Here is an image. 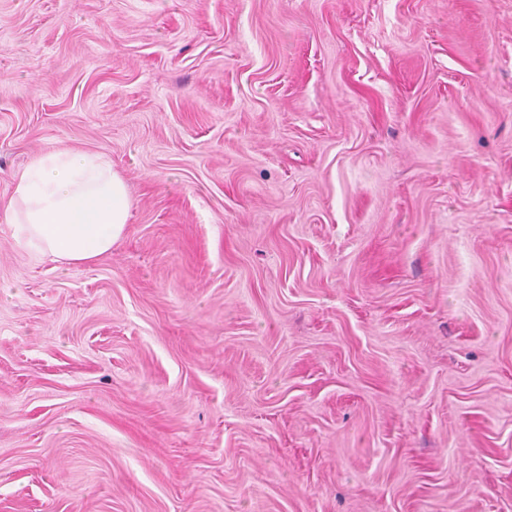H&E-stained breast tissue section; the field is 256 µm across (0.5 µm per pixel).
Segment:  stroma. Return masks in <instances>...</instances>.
Instances as JSON below:
<instances>
[{"label":"stroma","mask_w":512,"mask_h":512,"mask_svg":"<svg viewBox=\"0 0 512 512\" xmlns=\"http://www.w3.org/2000/svg\"><path fill=\"white\" fill-rule=\"evenodd\" d=\"M0 512H512V0H0ZM132 202L105 154L73 148L42 152L17 172L4 207L16 246L67 272L112 251Z\"/></svg>","instance_id":"obj_1"}]
</instances>
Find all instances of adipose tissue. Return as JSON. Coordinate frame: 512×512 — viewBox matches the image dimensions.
I'll list each match as a JSON object with an SVG mask.
<instances>
[{
  "instance_id": "adipose-tissue-1",
  "label": "adipose tissue",
  "mask_w": 512,
  "mask_h": 512,
  "mask_svg": "<svg viewBox=\"0 0 512 512\" xmlns=\"http://www.w3.org/2000/svg\"><path fill=\"white\" fill-rule=\"evenodd\" d=\"M132 202L105 154L73 148L40 153L17 172L5 215L16 246L66 272L111 252Z\"/></svg>"
}]
</instances>
